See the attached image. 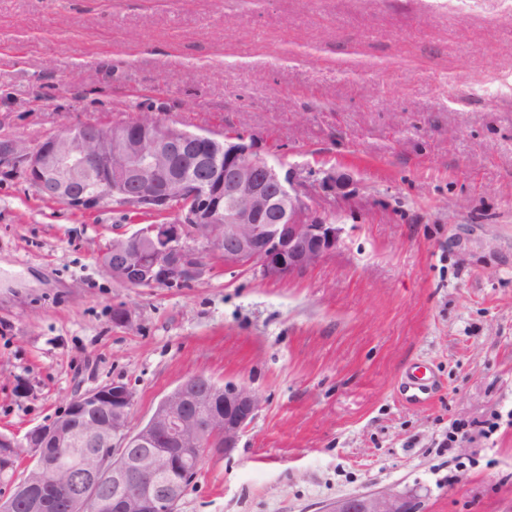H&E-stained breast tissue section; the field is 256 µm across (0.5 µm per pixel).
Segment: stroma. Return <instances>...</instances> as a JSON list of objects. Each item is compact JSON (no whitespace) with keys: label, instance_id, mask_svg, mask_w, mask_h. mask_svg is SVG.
I'll use <instances>...</instances> for the list:
<instances>
[{"label":"stroma","instance_id":"obj_1","mask_svg":"<svg viewBox=\"0 0 512 512\" xmlns=\"http://www.w3.org/2000/svg\"><path fill=\"white\" fill-rule=\"evenodd\" d=\"M147 110L254 138L340 246L277 281L208 253L189 287L128 288L99 256L138 222L0 172V433L112 381L135 429L204 375L260 407L178 512L387 488L512 512V0H0V137Z\"/></svg>","mask_w":512,"mask_h":512}]
</instances>
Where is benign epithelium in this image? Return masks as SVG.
I'll return each instance as SVG.
<instances>
[{
	"label": "benign epithelium",
	"mask_w": 512,
	"mask_h": 512,
	"mask_svg": "<svg viewBox=\"0 0 512 512\" xmlns=\"http://www.w3.org/2000/svg\"><path fill=\"white\" fill-rule=\"evenodd\" d=\"M137 124L135 131L121 124L69 126L34 148L0 140V165H11L40 197L78 212L114 201L142 211L160 210L173 198L185 201L175 218L120 234L101 253L102 266L118 283H191L208 250L227 268L256 264L269 280L305 271L336 252L342 228L313 214L290 171L259 156L253 138L191 132L154 117ZM350 182L348 173L331 170L322 185L343 195ZM131 406L130 389L114 382L75 395L21 440L1 434L0 459L24 464L25 474L14 493L0 499V512H12L20 491L50 483L73 485L71 512H94L103 481L112 482L116 512H177L179 488L170 474L191 482L206 456L231 455L260 400L246 386L188 390L183 383L133 432ZM62 445L83 448L79 474L49 457L48 449ZM322 512H418V505L386 490L339 498Z\"/></svg>",
	"instance_id": "benign-epithelium-1"
}]
</instances>
